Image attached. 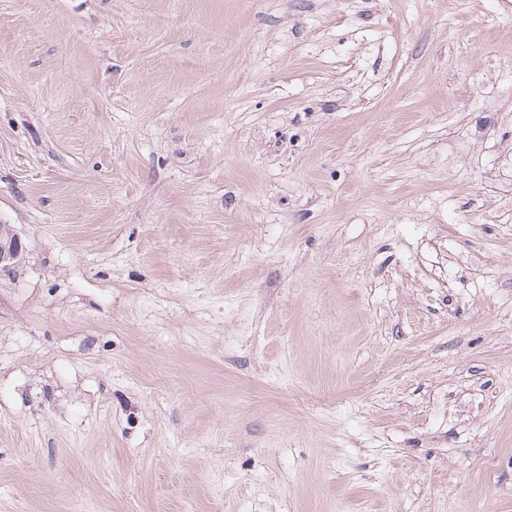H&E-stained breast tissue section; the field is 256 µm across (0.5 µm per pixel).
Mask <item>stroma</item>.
<instances>
[{"instance_id":"stroma-1","label":"stroma","mask_w":512,"mask_h":512,"mask_svg":"<svg viewBox=\"0 0 512 512\" xmlns=\"http://www.w3.org/2000/svg\"><path fill=\"white\" fill-rule=\"evenodd\" d=\"M0 512H512V0H0ZM20 238L7 224H0V270L17 266L23 253Z\"/></svg>"}]
</instances>
